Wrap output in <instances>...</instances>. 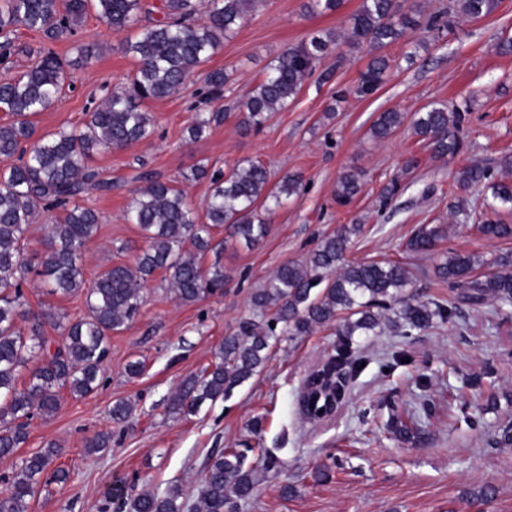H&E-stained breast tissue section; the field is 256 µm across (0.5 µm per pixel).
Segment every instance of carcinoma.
I'll use <instances>...</instances> for the list:
<instances>
[{
  "instance_id": "cac0c4a2",
  "label": "carcinoma",
  "mask_w": 512,
  "mask_h": 512,
  "mask_svg": "<svg viewBox=\"0 0 512 512\" xmlns=\"http://www.w3.org/2000/svg\"><path fill=\"white\" fill-rule=\"evenodd\" d=\"M259 5V0H162L163 18L141 24L151 13L142 0H0V33L18 28L42 35L46 45L37 50L39 61L18 79L0 84V111L12 120L0 124V157L17 163L0 172V457H9L23 447L35 417L47 419L59 407L63 389L76 397L94 392L100 384L103 362L109 354V339L127 328L138 316L143 287L159 270L168 274L169 285L182 303H195L224 288L227 275L215 265L204 270L198 254L212 248V229L227 226L230 237L248 247L268 233V224L258 206L278 207L283 198L300 192L298 175L271 181L269 170L257 161H246L231 172L208 173L204 166L191 169L192 178L211 175L213 185L204 218L189 204L182 190L153 178L127 205V220L138 226L146 247L134 264H115L101 272L93 285L84 288L82 254L99 229V215L76 202L89 189L110 190L112 184L97 179L90 161L103 150L122 148L148 139L154 120L142 105L165 99L177 91L222 44L241 20ZM499 0H452L437 11H427L423 0H361L349 15L348 40L376 52L360 78V92H375L390 69L389 59L378 51L419 30L438 35L452 30L460 18H485ZM117 31L135 30L125 50L137 61L134 78L125 90L113 91L106 102L89 112L78 131L60 130L35 136L32 118L49 108L67 80L68 63L52 45L71 40L77 22L88 10ZM335 43L332 34H319L297 48L283 52L264 79L243 103L242 122L259 127L271 112L284 109L293 100L313 64ZM228 77L221 69L205 74L210 96L218 98ZM221 110L200 113L189 127V138L199 140L212 124L227 118ZM401 112L379 114L370 127L373 138L389 137L404 121ZM462 116L459 109L432 105L411 118L415 135L446 158L461 153ZM512 156L496 165L474 162L455 176L462 191L484 186L490 197L478 231L488 239H512V224L502 220L512 212ZM361 191L360 174L351 170L336 183V203L350 205ZM63 208L65 215L49 232L46 251L40 257L42 275L48 278L51 295L70 296L85 292L87 312L77 319H58L52 310L42 313L61 333L56 351L48 350L41 325L24 333L17 326L23 315L22 282L32 268L24 256L25 234L40 209ZM455 224L470 221L473 209L460 197L448 206ZM360 230L358 224H343L321 238L309 256L282 264L253 293L251 302L265 321H245L239 330L224 337L210 367L185 379L168 403L171 415L197 413L206 402L227 398L232 391L260 373L269 350L280 337L309 335L314 327L339 323L341 335L378 336L385 326L404 330H427L449 320L456 303L424 302L407 294L412 273L401 261L352 262L347 251ZM445 236L442 224H421L408 239L405 250L429 255ZM191 243L195 251L183 249ZM485 261L480 257L448 251L435 267V276L450 288L463 290L461 301L480 306L491 300L502 310L512 307V257L505 253L494 260L498 271L480 278L475 271ZM362 365L350 346L309 382L303 404L312 417H321L345 395L347 376ZM30 368L28 380L18 387L22 369ZM250 449H226L210 455L202 469L203 495L199 512H235L249 499L257 485V467L247 463ZM61 448L49 442L21 460L18 468L0 477L9 493L0 497V512H27V499L41 483L64 485L70 472L53 467ZM184 492L170 485L163 494L144 493L134 502V512H184Z\"/></svg>"
}]
</instances>
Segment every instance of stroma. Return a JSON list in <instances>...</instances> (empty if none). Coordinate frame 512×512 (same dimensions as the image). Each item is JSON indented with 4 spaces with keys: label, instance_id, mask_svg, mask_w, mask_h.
Returning <instances> with one entry per match:
<instances>
[{
    "label": "stroma",
    "instance_id": "1",
    "mask_svg": "<svg viewBox=\"0 0 512 512\" xmlns=\"http://www.w3.org/2000/svg\"><path fill=\"white\" fill-rule=\"evenodd\" d=\"M360 3L345 0L338 12L320 14L311 10V0H264L178 93L145 102L154 119L151 140L95 156L93 167L112 189L79 200L100 216L82 259L88 283L108 266L133 263L144 247L137 226L124 217L145 185L144 174L183 189L199 212L211 183L189 179L198 164L227 173L242 161H258L273 179L296 174L302 186L268 214L269 233L256 247L214 229L216 246L200 263L223 266V293L185 304L169 291L163 272L153 275L138 318L110 339L98 388L81 398L62 393L57 413L34 419L24 447L0 459L1 474L45 443L61 447L55 464L69 470L68 483L38 489L28 512H133L138 495L175 483L191 503L201 493L207 457L225 448L249 449L252 463L262 448L277 461L258 470L255 493L237 512H512V444L501 441L503 427L512 425V308L463 304L449 322L428 330L404 335L387 328L354 337L364 365L350 378L345 398L321 418L307 415L302 397L307 381L335 354V324L279 343L261 373L230 398L205 404L195 415L168 413L172 392L212 363L225 336L244 321L259 320L253 292L340 225L361 227L349 260L408 263L409 292L421 301L456 295L434 276L441 254L482 256L480 272L489 275L496 256L512 253V240H489L472 225L450 224L448 210L459 193L455 175L461 168L512 156V55L496 51L500 39L512 37V0H500L493 14L459 22L442 37L419 30L385 47L391 69L366 96L356 89L371 58L368 47L338 43L316 62L288 107L271 113L262 127L242 124L241 103L277 57L315 34L341 32ZM125 39L91 11L72 41L56 44L69 60L83 43L97 44L98 55L72 70L59 98L35 117L38 133L80 127L106 92L129 85L137 63ZM214 69L229 77L218 99L208 98L203 83L204 72ZM434 103L458 106L464 115L467 148L455 158L434 156L408 121ZM219 109L226 119L189 141L196 114ZM387 110L404 113L406 123L387 139H372V123ZM351 170L360 172L362 187L343 207L334 190ZM393 179L400 190L381 206L380 192ZM445 223L451 232L434 254L406 252L417 226ZM22 289L30 313L49 308L74 319L85 312L83 295H50L37 274H28ZM395 354L404 362L392 363ZM136 360L143 372L128 377L126 366ZM468 378L477 386H465ZM492 394L494 410L486 406ZM119 400L131 404L132 414L116 424L110 410ZM102 431L112 434L110 448L87 453L86 441ZM286 485L292 488L287 496L281 492ZM488 485L495 494L480 497Z\"/></svg>",
    "mask_w": 512,
    "mask_h": 512
}]
</instances>
